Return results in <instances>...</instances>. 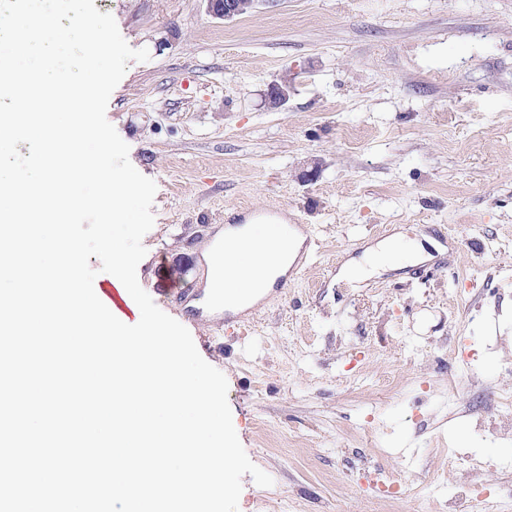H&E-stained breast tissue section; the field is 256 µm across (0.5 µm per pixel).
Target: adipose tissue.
Returning <instances> with one entry per match:
<instances>
[{"label":"adipose tissue","mask_w":512,"mask_h":512,"mask_svg":"<svg viewBox=\"0 0 512 512\" xmlns=\"http://www.w3.org/2000/svg\"><path fill=\"white\" fill-rule=\"evenodd\" d=\"M276 230L271 224L252 223L243 229L224 232V285L246 287L260 277L277 249ZM281 249V248H278ZM283 256L293 255V248L281 249Z\"/></svg>","instance_id":"1"}]
</instances>
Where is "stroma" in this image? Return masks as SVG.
I'll return each instance as SVG.
<instances>
[{
    "label": "stroma",
    "instance_id": "1",
    "mask_svg": "<svg viewBox=\"0 0 512 512\" xmlns=\"http://www.w3.org/2000/svg\"><path fill=\"white\" fill-rule=\"evenodd\" d=\"M149 61L129 62L106 116L157 185L141 287L228 381L233 425L274 480L242 478L238 512H448L486 462L482 512H512V444L449 418L511 387L512 0H94ZM294 91L265 105L282 75ZM283 205L314 256L244 337L171 304L214 225ZM417 262L343 277L380 242ZM392 471L377 504L364 474ZM207 11L213 17L231 20L248 15L256 8L258 0H203Z\"/></svg>",
    "mask_w": 512,
    "mask_h": 512
}]
</instances>
